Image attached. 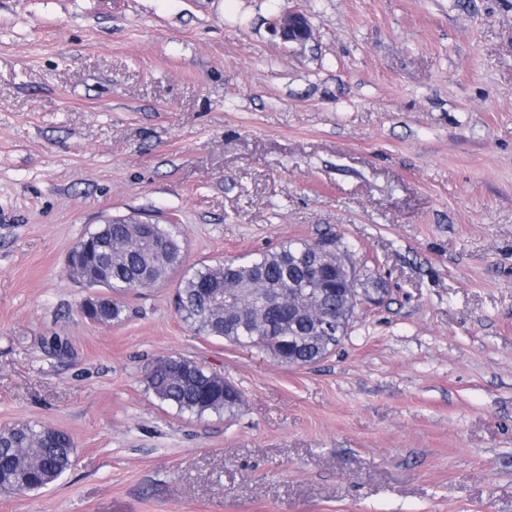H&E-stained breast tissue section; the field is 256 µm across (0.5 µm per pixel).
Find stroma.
<instances>
[{"label": "stroma", "mask_w": 512, "mask_h": 512, "mask_svg": "<svg viewBox=\"0 0 512 512\" xmlns=\"http://www.w3.org/2000/svg\"><path fill=\"white\" fill-rule=\"evenodd\" d=\"M288 11L311 36L273 33ZM191 267L340 236L387 293L306 366L193 331L177 279L82 304L69 251ZM217 372L235 414L148 390ZM72 467L0 512H512V0H0V427ZM135 222L112 220L87 233L68 253L70 275L90 287L126 293L153 288L181 271L186 256L177 225ZM101 296L90 297L89 299H96L95 302L92 303L93 307L91 309L88 308V303L84 306V312L86 316L99 323H110L114 321H119L121 319V315L124 311V307L119 304L117 301H114L110 298H99ZM148 388L164 403L180 412L197 416L205 413L234 414L242 404L241 392L217 373L197 362L178 356L158 359L147 374ZM232 385L233 395H224V385Z\"/></svg>", "instance_id": "stroma-1"}]
</instances>
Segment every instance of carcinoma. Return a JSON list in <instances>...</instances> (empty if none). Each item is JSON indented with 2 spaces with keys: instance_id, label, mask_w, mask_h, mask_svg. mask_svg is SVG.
<instances>
[{
  "instance_id": "cac0c4a2",
  "label": "carcinoma",
  "mask_w": 512,
  "mask_h": 512,
  "mask_svg": "<svg viewBox=\"0 0 512 512\" xmlns=\"http://www.w3.org/2000/svg\"><path fill=\"white\" fill-rule=\"evenodd\" d=\"M323 240H289L274 251L206 265L185 273L176 293L178 312L188 325L229 343L250 338L282 364L308 365L334 350L315 329L316 319L334 316L341 295H322L306 283L316 263L336 279L339 256L318 250ZM70 275L90 287L116 293L153 288L185 266V250L175 224H137L116 220L87 233L68 253ZM293 294L298 307L271 305L280 293ZM231 304L224 305V296ZM124 307L99 298L86 316L99 323L121 320ZM148 388L162 402L197 416L233 414L242 394H224V377L178 356L157 360L147 374ZM74 442L59 429L30 423L0 428V491L22 494L41 490L72 466Z\"/></svg>"
}]
</instances>
